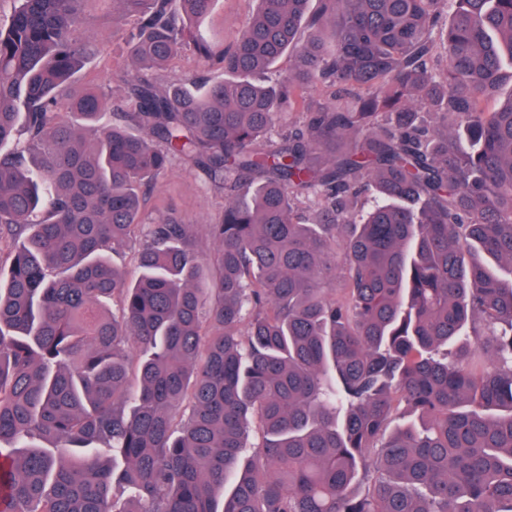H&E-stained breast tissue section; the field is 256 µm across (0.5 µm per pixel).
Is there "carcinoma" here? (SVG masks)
Here are the masks:
<instances>
[{"mask_svg": "<svg viewBox=\"0 0 512 512\" xmlns=\"http://www.w3.org/2000/svg\"><path fill=\"white\" fill-rule=\"evenodd\" d=\"M17 2L0 512H512V94L483 106L512 0H258L227 46L216 0H115L113 97L75 87L103 50L84 0ZM185 52L223 78L161 81ZM175 163L224 191L218 222H142Z\"/></svg>", "mask_w": 512, "mask_h": 512, "instance_id": "carcinoma-1", "label": "carcinoma"}]
</instances>
